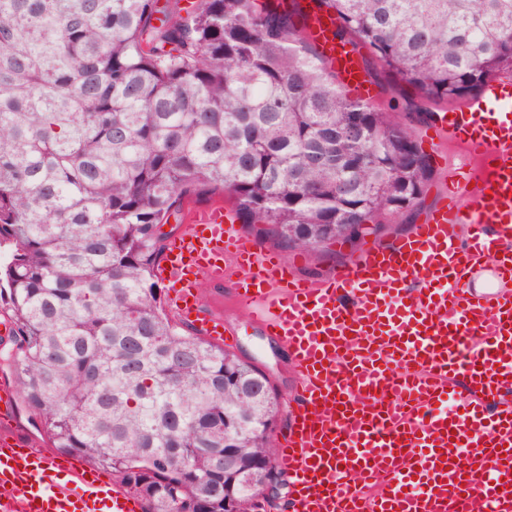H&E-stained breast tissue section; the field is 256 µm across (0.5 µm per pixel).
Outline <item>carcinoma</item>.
I'll return each mask as SVG.
<instances>
[{
    "label": "carcinoma",
    "mask_w": 512,
    "mask_h": 512,
    "mask_svg": "<svg viewBox=\"0 0 512 512\" xmlns=\"http://www.w3.org/2000/svg\"><path fill=\"white\" fill-rule=\"evenodd\" d=\"M316 2L369 81L416 98L349 96L269 0H0L6 361L40 435L143 512H224L211 456L277 452L273 383L166 311L161 227L183 200L225 194L257 238L328 256L332 225L423 203L412 115L512 72V0ZM235 492L251 512L256 487Z\"/></svg>",
    "instance_id": "carcinoma-1"
}]
</instances>
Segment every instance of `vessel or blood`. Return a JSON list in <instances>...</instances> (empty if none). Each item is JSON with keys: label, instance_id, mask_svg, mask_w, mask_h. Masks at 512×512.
Returning <instances> with one entry per match:
<instances>
[{"label": "vessel or blood", "instance_id": "1", "mask_svg": "<svg viewBox=\"0 0 512 512\" xmlns=\"http://www.w3.org/2000/svg\"><path fill=\"white\" fill-rule=\"evenodd\" d=\"M300 8L342 85L372 100L334 15L315 0ZM431 128L462 150L453 167L438 155L450 190L410 234L320 283L297 279L221 205L172 239L156 270L199 335L224 341L223 316L201 305L206 279L230 284L250 323L287 348L298 400L276 461L292 512H512V76L435 113ZM488 261L493 288L475 293ZM0 488V512L142 509L11 437L0 438Z\"/></svg>", "mask_w": 512, "mask_h": 512}]
</instances>
